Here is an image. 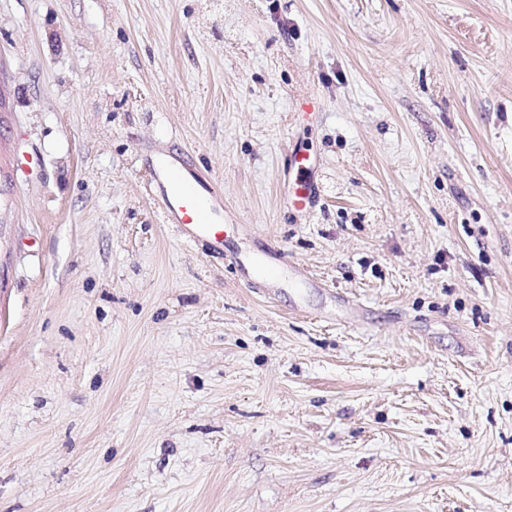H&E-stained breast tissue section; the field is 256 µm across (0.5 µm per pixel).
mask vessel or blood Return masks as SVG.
I'll list each match as a JSON object with an SVG mask.
<instances>
[{
  "instance_id": "obj_1",
  "label": "vessel or blood",
  "mask_w": 512,
  "mask_h": 512,
  "mask_svg": "<svg viewBox=\"0 0 512 512\" xmlns=\"http://www.w3.org/2000/svg\"><path fill=\"white\" fill-rule=\"evenodd\" d=\"M290 167L295 172L288 185V201L296 208H311L317 184L312 178V168L306 156L293 155ZM154 184L163 200L162 217L165 223L180 225L195 237L207 239L214 249L224 247L228 227H239L240 221L225 208L215 183L202 182L188 177L174 159L164 153L151 160ZM231 264L239 266L240 254L229 256ZM254 277L266 288L286 283L296 288H311L315 282L303 267L291 265L285 252L276 246H267L247 261Z\"/></svg>"
}]
</instances>
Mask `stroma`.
<instances>
[{
    "instance_id": "obj_1",
    "label": "stroma",
    "mask_w": 512,
    "mask_h": 512,
    "mask_svg": "<svg viewBox=\"0 0 512 512\" xmlns=\"http://www.w3.org/2000/svg\"><path fill=\"white\" fill-rule=\"evenodd\" d=\"M0 512H512V0H0ZM154 184L163 200L166 224H179L193 237L206 238L216 250L224 249L227 227L242 234L243 224L227 208L214 182L189 178L174 159L158 153L151 158ZM290 167L295 178L288 184V202L298 209L311 208L317 194V184L312 178V167L307 157L295 153L290 159ZM250 267L254 277L264 288H278L287 282L294 288H317V283L309 272L300 266L288 263L285 252L273 245H268L260 253L250 259Z\"/></svg>"
}]
</instances>
